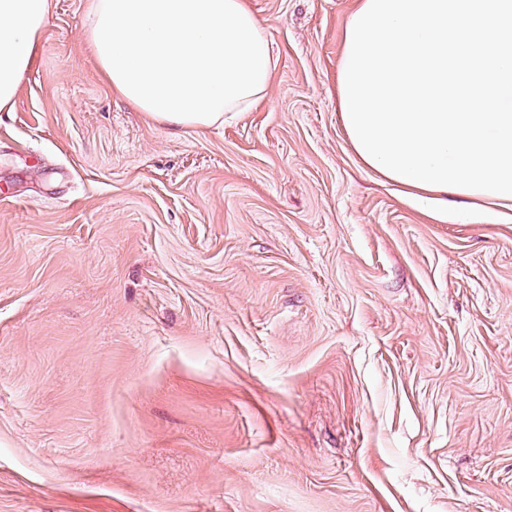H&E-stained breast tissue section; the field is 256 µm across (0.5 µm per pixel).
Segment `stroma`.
<instances>
[{
	"mask_svg": "<svg viewBox=\"0 0 512 512\" xmlns=\"http://www.w3.org/2000/svg\"><path fill=\"white\" fill-rule=\"evenodd\" d=\"M50 0L0 112V512H512V223L364 166L356 0H250L266 98L173 131ZM337 92H338V100H339V106H340V112H341V119L343 123V127L347 133V136L349 138V141L358 155V157L361 159V161L369 168L373 169L375 172H377L380 176H382L385 181L398 186L402 189H405L407 191H410L408 193V200L409 202L414 205L415 207L424 209L432 213L436 218H438L441 221H451L455 215L454 213L448 209V195H456L461 196L464 198H468L472 201V203L469 204V207L473 209L475 212L479 214H485V215H494L501 219H508L512 218V200L509 199H502V198H495L488 195H469L468 194H460V193H452V192H446V191H431L426 190L423 188H419L416 186H412L406 183H402L396 179H391L390 176H386L382 172L378 171L376 168H374L372 165L369 164L357 151L355 144L352 143L351 138L349 137L350 134H348V131L345 127L343 118H342V111H341V96H340V85H339V79L337 83Z\"/></svg>",
	"mask_w": 512,
	"mask_h": 512,
	"instance_id": "35a3bbf8",
	"label": "stroma"
}]
</instances>
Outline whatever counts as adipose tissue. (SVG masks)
Returning <instances> with one entry per match:
<instances>
[{
    "instance_id": "obj_1",
    "label": "adipose tissue",
    "mask_w": 512,
    "mask_h": 512,
    "mask_svg": "<svg viewBox=\"0 0 512 512\" xmlns=\"http://www.w3.org/2000/svg\"><path fill=\"white\" fill-rule=\"evenodd\" d=\"M48 0H0V111L35 64ZM86 38L113 92L158 125L203 129L264 100L275 67L249 0H91Z\"/></svg>"
}]
</instances>
